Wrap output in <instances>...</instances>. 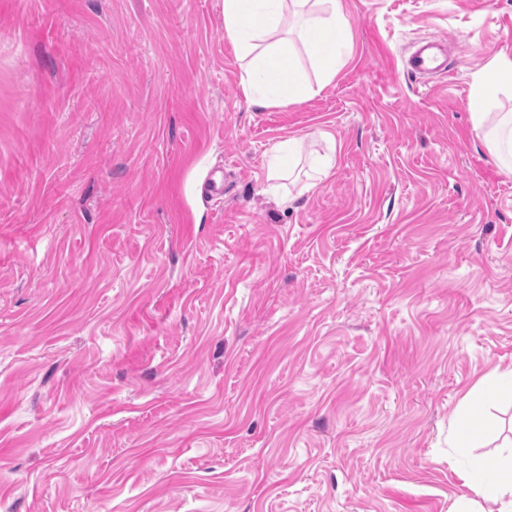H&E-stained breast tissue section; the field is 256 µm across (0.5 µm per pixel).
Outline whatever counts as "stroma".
Instances as JSON below:
<instances>
[{
  "label": "stroma",
  "instance_id": "1",
  "mask_svg": "<svg viewBox=\"0 0 512 512\" xmlns=\"http://www.w3.org/2000/svg\"><path fill=\"white\" fill-rule=\"evenodd\" d=\"M341 6L332 82L260 108L221 0H0V512H458L467 393L486 452L512 429V173L470 109L512 0ZM408 72L420 78H433L447 75L448 42L445 37H432L425 40L407 59ZM297 140L288 139L278 143L272 150L265 165V179L268 183L279 181L283 178V167L288 159L295 153ZM467 400L471 408L475 410V414L467 422L463 431V437L468 444L472 445L470 447L475 448L483 439L481 411L484 397H482V393L470 392L467 395Z\"/></svg>",
  "mask_w": 512,
  "mask_h": 512
}]
</instances>
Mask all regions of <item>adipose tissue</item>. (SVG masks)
Instances as JSON below:
<instances>
[{"mask_svg": "<svg viewBox=\"0 0 512 512\" xmlns=\"http://www.w3.org/2000/svg\"><path fill=\"white\" fill-rule=\"evenodd\" d=\"M323 5V16L305 19L306 42L296 48L288 37V12H304L309 2ZM224 37L240 61V87L247 101L266 108L300 103L318 95L336 74V63L348 50L347 25L341 0H222ZM308 55L319 77L309 83L301 65ZM512 84V60L498 61L493 71L478 75L472 98L475 130H482L483 108L502 83ZM493 469L501 480L490 482L483 473ZM468 493L462 498L464 512H480L481 503L491 502L497 512H512V448L492 456L473 458L461 474Z\"/></svg>", "mask_w": 512, "mask_h": 512, "instance_id": "1", "label": "adipose tissue"}]
</instances>
